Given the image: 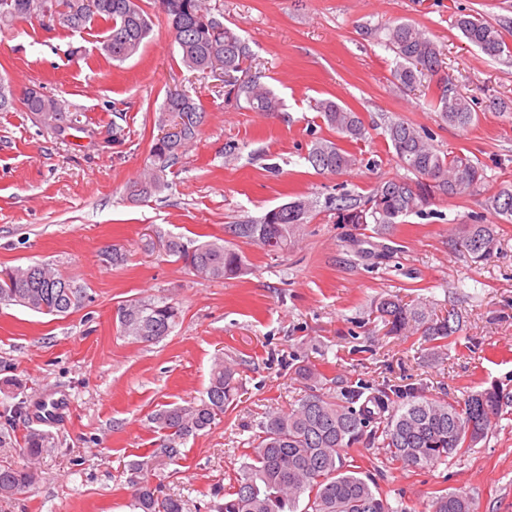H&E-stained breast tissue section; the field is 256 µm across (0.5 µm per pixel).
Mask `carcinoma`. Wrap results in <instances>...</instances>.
Segmentation results:
<instances>
[{
  "mask_svg": "<svg viewBox=\"0 0 512 512\" xmlns=\"http://www.w3.org/2000/svg\"><path fill=\"white\" fill-rule=\"evenodd\" d=\"M32 0H0V34L11 32L19 22L37 20L49 27L80 31L98 23L104 27L102 54L118 62L134 57L151 31V18L140 0H99L96 13L82 9V0H66L67 12L57 20L33 15ZM168 30L177 44L181 63L188 69L207 72L213 53L224 57V94L252 112L274 113L281 110L280 99L260 78L250 74L249 44L233 29L215 18L204 0H158ZM462 36L489 56L506 50L501 31L493 24L470 15L456 20ZM386 45L399 59L393 78L401 88H412L418 75L438 73L439 51L425 31L408 22L389 28ZM39 117L55 134L63 135L69 125V104L44 95L30 99L17 94L11 82L0 76V112L16 104ZM434 107L440 121L465 129L475 117L473 102L457 94L442 79L437 84ZM327 124L350 142L366 137V127L358 115L332 101L319 102ZM159 122L181 119L180 135L162 145L153 144L151 163L143 179L134 183L130 197H151L168 186L167 173L182 157L183 148L197 137L203 108L186 94L165 97ZM397 165L406 171L378 181L362 202L347 197L336 199V223L352 224L357 230L373 225V234L386 238L389 227L403 223L410 215L422 216L438 195L471 196L485 182L480 164L466 156L442 155L431 143V135L399 119L386 126ZM307 161L318 173L340 174L356 165V157L338 143H315ZM313 202L298 199L275 207L258 221L224 225L227 238L195 243L171 236L166 254L181 260L195 277L203 281L232 279L248 272L243 255L234 241L245 240L279 253L300 235L311 214ZM487 209L512 217V185L500 188L486 199ZM493 224H466L457 244L471 261L489 260L497 249ZM12 281H0V305L20 306L33 312L65 316L84 307L86 288L75 280L56 273L46 263L28 264L12 269ZM377 312L388 332L407 329L427 341L445 343L458 331L453 313L438 316L427 304H408L396 295L382 298ZM119 333L134 342H158L168 336L179 319L172 303L138 300L117 310ZM234 365L215 362L209 385L198 401L172 405L158 410L152 421L165 434L161 447L141 460L129 464L137 481L130 483L133 512H183L182 500L161 494L151 483L155 469L175 461L181 455L186 438L210 427L236 401L239 380ZM401 390L387 385L365 394L362 386L352 387L339 399L308 388L286 412L272 413L260 422L247 461L229 488L213 493V512H394L380 494L371 475L358 465L346 463L342 450L362 441L386 450L391 462L410 468H423L466 453L488 438L491 418L498 415L505 396L496 388L469 395L464 401L411 397L390 410L391 396ZM363 400L360 407L353 404ZM30 460L38 459L48 448V434L30 429L25 435ZM37 479L36 469L24 465L0 466V497H11L29 488ZM428 512H475L471 498L459 493L442 492L432 496Z\"/></svg>",
  "mask_w": 512,
  "mask_h": 512,
  "instance_id": "carcinoma-1",
  "label": "carcinoma"
}]
</instances>
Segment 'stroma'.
<instances>
[{
    "label": "stroma",
    "instance_id": "obj_1",
    "mask_svg": "<svg viewBox=\"0 0 512 512\" xmlns=\"http://www.w3.org/2000/svg\"><path fill=\"white\" fill-rule=\"evenodd\" d=\"M224 24L237 25L253 53V72L281 98L280 112H252L229 102L213 74L185 68L156 0L144 47L112 62L98 55L102 28L79 32L21 23L0 40V75L16 90L37 86L69 103L82 124L122 129L107 146L74 130L60 138L22 109L0 112V270L47 263L75 278L91 300L66 316L0 307V465L27 461L26 417L19 402L50 390L64 394L63 424L48 427L51 447L36 463L38 483L0 512H130L128 465L163 439L150 417L168 404L200 398L216 358L236 364L235 406L211 428L187 438L178 462L155 471L184 512H208L211 491L229 486L258 424L285 412L303 392L295 369L322 373L324 392L386 384L411 394L460 400L498 387L512 395V222L485 210L486 196L512 185V57H490L455 26L459 15L498 27L512 46V0H207ZM409 22L427 32L442 60L440 76L396 86L387 29ZM85 58L68 57L70 47ZM473 100L467 128L440 124L432 105L438 77ZM191 95L205 109L197 138L148 201L129 186L150 163L167 93ZM331 99L357 112L367 135L346 143L358 162L342 174L307 162L318 138L337 134L316 108ZM403 119L426 129L443 154L483 166L479 194L437 197L431 214L394 225L392 254L356 256V232L336 221L333 199L366 197L377 181L399 175L385 132ZM238 144L226 156L227 144ZM303 197L314 208L288 250L269 254L237 243L247 275L199 281L166 255L168 237H223L225 225L259 218ZM495 225L500 249L471 264L452 243L461 225ZM120 248L122 264L107 254ZM397 295L455 310L460 331L434 349L420 335L387 334L378 301ZM166 300L181 311L160 342L120 336L115 311L134 299ZM369 471L396 512H425L434 492H462L476 512H512V405L492 420L486 441L421 469L392 465L380 448L358 443L343 452Z\"/></svg>",
    "mask_w": 512,
    "mask_h": 512
}]
</instances>
